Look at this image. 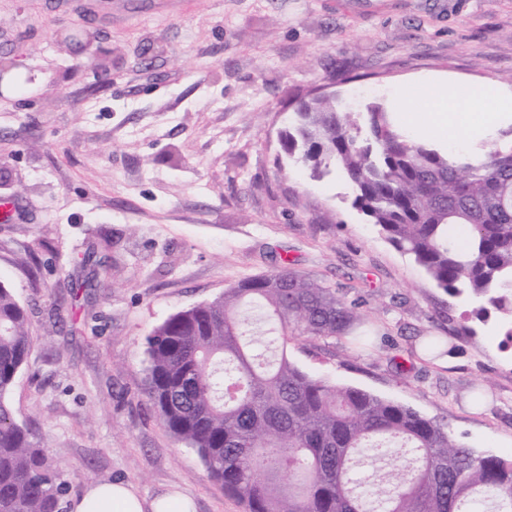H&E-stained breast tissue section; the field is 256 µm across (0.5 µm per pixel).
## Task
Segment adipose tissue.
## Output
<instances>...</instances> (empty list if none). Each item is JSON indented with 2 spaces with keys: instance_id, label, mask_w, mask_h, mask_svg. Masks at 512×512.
<instances>
[{
  "instance_id": "ef3b65f1",
  "label": "adipose tissue",
  "mask_w": 512,
  "mask_h": 512,
  "mask_svg": "<svg viewBox=\"0 0 512 512\" xmlns=\"http://www.w3.org/2000/svg\"><path fill=\"white\" fill-rule=\"evenodd\" d=\"M421 93V109L405 111L402 120L406 126L441 140L480 142L487 133L488 122L512 114V91L490 83H431ZM68 508L69 512H195L193 502L178 492L147 497L121 480L88 485L81 495L70 500Z\"/></svg>"
}]
</instances>
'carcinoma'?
<instances>
[{"mask_svg":"<svg viewBox=\"0 0 512 512\" xmlns=\"http://www.w3.org/2000/svg\"><path fill=\"white\" fill-rule=\"evenodd\" d=\"M284 149L339 172L353 205L449 295L512 320V127L475 154L413 139L376 102H299ZM284 265L182 310L146 338V393L246 512H512V459L479 453L414 408L330 384L288 358V334L344 336L364 319ZM27 312L0 282V512H61L44 448L9 396Z\"/></svg>","mask_w":512,"mask_h":512,"instance_id":"obj_1","label":"carcinoma"}]
</instances>
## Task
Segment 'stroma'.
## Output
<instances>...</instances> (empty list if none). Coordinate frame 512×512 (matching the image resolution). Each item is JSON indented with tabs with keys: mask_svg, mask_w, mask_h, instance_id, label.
Listing matches in <instances>:
<instances>
[{
	"mask_svg": "<svg viewBox=\"0 0 512 512\" xmlns=\"http://www.w3.org/2000/svg\"><path fill=\"white\" fill-rule=\"evenodd\" d=\"M88 33L90 50L62 37ZM97 53L108 77L88 64ZM0 281L28 315L10 394L63 499L122 479L245 512L145 393L150 331L279 267L363 299L368 340L288 339L301 369L512 456V342L437 288L279 141L299 95L394 111L408 83L512 85V0H0ZM448 353L424 350L429 337Z\"/></svg>",
	"mask_w": 512,
	"mask_h": 512,
	"instance_id": "1",
	"label": "stroma"
}]
</instances>
